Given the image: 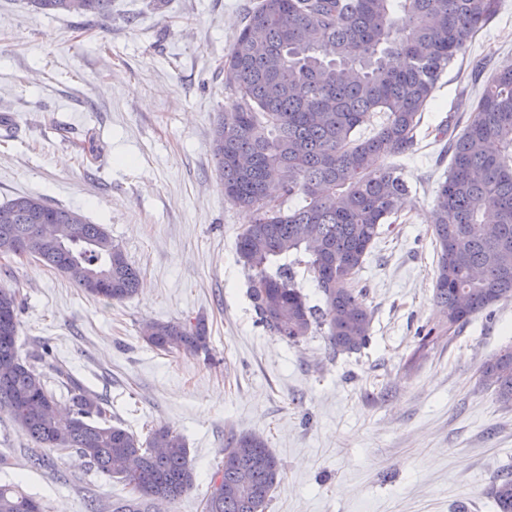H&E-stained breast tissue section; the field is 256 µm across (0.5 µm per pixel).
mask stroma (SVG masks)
I'll use <instances>...</instances> for the list:
<instances>
[{
	"label": "stroma",
	"mask_w": 512,
	"mask_h": 512,
	"mask_svg": "<svg viewBox=\"0 0 512 512\" xmlns=\"http://www.w3.org/2000/svg\"><path fill=\"white\" fill-rule=\"evenodd\" d=\"M257 0H112L109 20L46 14L0 0V203L21 194L103 225L140 268L137 294L108 304L32 256L0 255V283L22 302V354L63 366L138 436L166 424L185 439L193 488L162 512H202L229 434L262 436L282 466L268 512H496L489 491L512 472V409L480 367L512 345V301L478 315L418 361L419 326H439L433 190L448 169L420 137L402 168L410 202L383 227L357 280L374 310L360 351L323 331L293 344L260 323L236 241L250 214L229 203L212 132L229 92L221 69ZM512 58V0L442 75L422 125L459 104V69ZM204 320L209 354L148 347L145 322ZM31 443L0 412V484L45 512H111L124 483L75 452L29 459Z\"/></svg>",
	"instance_id": "obj_1"
}]
</instances>
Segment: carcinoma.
<instances>
[{
  "mask_svg": "<svg viewBox=\"0 0 512 512\" xmlns=\"http://www.w3.org/2000/svg\"><path fill=\"white\" fill-rule=\"evenodd\" d=\"M45 13H66L67 0H29ZM501 0H259L224 60L231 91L212 152L224 196L253 214L237 241L261 323L297 343L325 328L337 352H353L371 335L373 311L356 278L382 227L407 204L403 173L386 159L411 151L422 113L442 73L464 55L494 18ZM85 15L106 19L112 0H85ZM468 120L435 129L448 140L450 162L434 190L431 232L437 251L435 299L443 324L419 331L422 350L453 337L471 319L512 300V70L489 75L478 94L460 91ZM382 117L373 135L357 134ZM298 199L292 208L285 204ZM76 211L18 195L0 204V249L8 246L54 270L108 304L133 296L141 272L101 224L73 223ZM40 224L59 226L43 239ZM308 270L324 308L308 306L293 264ZM110 287H88L86 273ZM18 290L0 283V411L36 449L73 450L100 473L119 478L132 496L112 512H152L194 486L181 434L167 425L146 440L120 425L97 395L76 380L72 414L60 417L56 397L19 352ZM146 344L168 353L208 351L205 323L152 322ZM481 381L512 407V346L480 368ZM234 458L213 473L204 512H267L281 466L251 434L224 442ZM123 469L112 471V462ZM498 512H512V473L491 487ZM0 512H44L16 485L0 484Z\"/></svg>",
  "mask_w": 512,
  "mask_h": 512,
  "instance_id": "cac0c4a2",
  "label": "carcinoma"
}]
</instances>
